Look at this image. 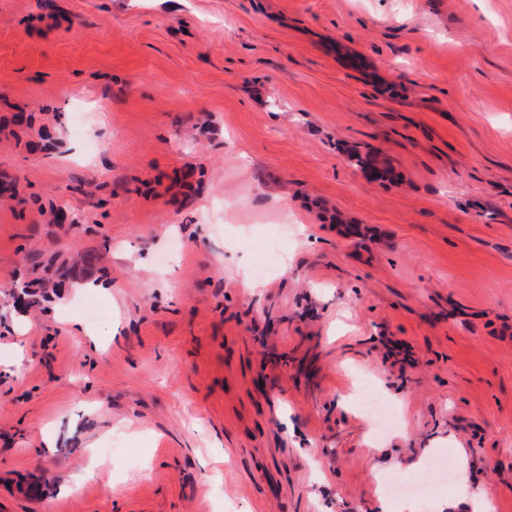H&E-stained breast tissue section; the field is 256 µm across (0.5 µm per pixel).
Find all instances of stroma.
Here are the masks:
<instances>
[{
    "label": "stroma",
    "mask_w": 512,
    "mask_h": 512,
    "mask_svg": "<svg viewBox=\"0 0 512 512\" xmlns=\"http://www.w3.org/2000/svg\"><path fill=\"white\" fill-rule=\"evenodd\" d=\"M393 473L512 512V0H0V512ZM359 400L365 412L377 423H388L394 417V409L386 401L379 398L371 385L363 381L359 387Z\"/></svg>",
    "instance_id": "stroma-1"
}]
</instances>
